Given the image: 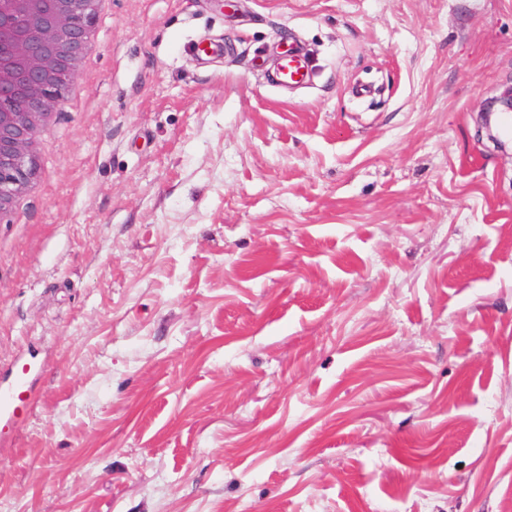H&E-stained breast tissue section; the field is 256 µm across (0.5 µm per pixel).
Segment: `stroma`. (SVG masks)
Listing matches in <instances>:
<instances>
[{"instance_id": "35a3bbf8", "label": "stroma", "mask_w": 512, "mask_h": 512, "mask_svg": "<svg viewBox=\"0 0 512 512\" xmlns=\"http://www.w3.org/2000/svg\"><path fill=\"white\" fill-rule=\"evenodd\" d=\"M511 87L512 0H112L0 224V512H512ZM193 50L202 64H209L224 55V42L222 38H201L193 46ZM312 71L302 48L289 43L288 49L279 53L270 74L271 81L280 87L306 84L311 81ZM44 370L42 363L30 359L21 360L11 370L10 377L4 382L0 381V431L19 424L33 408V381Z\"/></svg>"}]
</instances>
